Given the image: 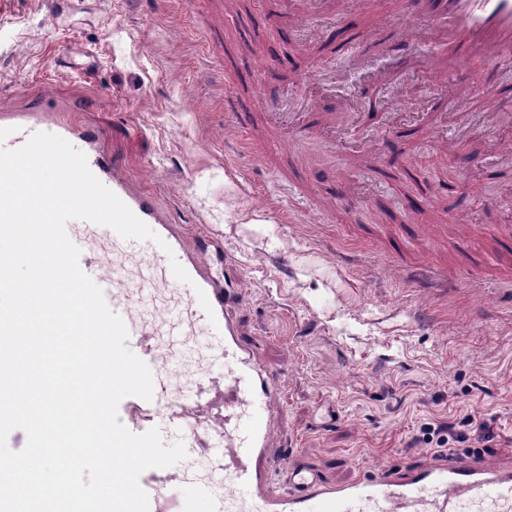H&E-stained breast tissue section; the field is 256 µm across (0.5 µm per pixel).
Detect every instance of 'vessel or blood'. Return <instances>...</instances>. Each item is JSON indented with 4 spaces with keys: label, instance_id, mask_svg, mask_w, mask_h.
Returning a JSON list of instances; mask_svg holds the SVG:
<instances>
[{
    "label": "vessel or blood",
    "instance_id": "b4317fda",
    "mask_svg": "<svg viewBox=\"0 0 512 512\" xmlns=\"http://www.w3.org/2000/svg\"><path fill=\"white\" fill-rule=\"evenodd\" d=\"M403 6L404 16L424 24L431 43L438 47L436 69L454 67L464 46L491 68L512 55V0H403ZM42 131L65 139H83L91 172L142 222L154 225L159 237L158 242L126 248L121 235L109 227L83 219L65 226L80 250L82 271L103 290L109 308L121 316L128 330V347L153 374L152 400L128 396L118 406L119 420L128 430L145 433L150 421L159 415L181 423L187 410L185 392L172 379L173 366L182 364L183 359L173 353L162 354L151 345L154 329L141 310L142 296L162 284L172 289L165 323L170 336L178 341L199 333L201 321L208 316L216 318L217 325L209 333L224 339V435L233 445L224 451L220 483L206 481L200 486L210 499L211 512H360L364 505L373 506L374 512H385L389 506L396 512H460L461 503L473 499L486 502L497 512L512 507V465L480 462L469 455L345 484L329 483L312 470L297 468L288 476L287 491H271L269 481L281 464V455L273 443L275 415L266 400L277 379L240 338L231 312L242 298L239 289L220 285L199 259L201 251H221L222 240L208 237L203 250L189 249L172 231L168 216L153 197L117 177L108 158L97 148V135L68 114H59L48 125L35 112L1 116L0 148L18 149ZM107 246L113 255L109 264L103 261ZM175 262L187 272L188 282L174 277L171 265ZM203 296L208 306H201ZM175 473L170 467L141 474L139 483L148 495L149 512H159L161 493ZM237 487L246 488L247 500H237L233 493Z\"/></svg>",
    "mask_w": 512,
    "mask_h": 512
}]
</instances>
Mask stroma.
I'll use <instances>...</instances> for the list:
<instances>
[{
    "instance_id": "1",
    "label": "stroma",
    "mask_w": 512,
    "mask_h": 512,
    "mask_svg": "<svg viewBox=\"0 0 512 512\" xmlns=\"http://www.w3.org/2000/svg\"><path fill=\"white\" fill-rule=\"evenodd\" d=\"M334 2L0 0V109L67 96L171 223L222 239L243 337L282 376L274 489L297 465L333 483L418 465L422 426L467 414L487 434L462 425L457 453L512 461V68L438 72L422 41L402 73L353 58L376 15L412 24L401 0ZM267 112L313 132L278 156ZM217 349H181L211 357L188 425L224 411Z\"/></svg>"
}]
</instances>
